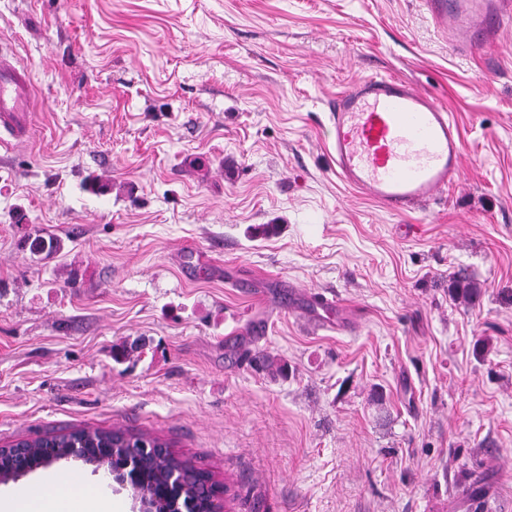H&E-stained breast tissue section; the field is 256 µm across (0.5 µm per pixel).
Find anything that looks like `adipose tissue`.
I'll return each instance as SVG.
<instances>
[{
  "label": "adipose tissue",
  "mask_w": 512,
  "mask_h": 512,
  "mask_svg": "<svg viewBox=\"0 0 512 512\" xmlns=\"http://www.w3.org/2000/svg\"><path fill=\"white\" fill-rule=\"evenodd\" d=\"M46 491L0 492V512H121L111 495L80 477L65 479L56 473L43 478Z\"/></svg>",
  "instance_id": "adipose-tissue-1"
}]
</instances>
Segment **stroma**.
Masks as SVG:
<instances>
[{"label":"stroma","instance_id":"stroma-1","mask_svg":"<svg viewBox=\"0 0 512 512\" xmlns=\"http://www.w3.org/2000/svg\"><path fill=\"white\" fill-rule=\"evenodd\" d=\"M0 43L35 87L0 147V446L157 436L224 512H512V26L461 49L424 0H0ZM372 75L460 129L428 210L336 175L331 104Z\"/></svg>","mask_w":512,"mask_h":512}]
</instances>
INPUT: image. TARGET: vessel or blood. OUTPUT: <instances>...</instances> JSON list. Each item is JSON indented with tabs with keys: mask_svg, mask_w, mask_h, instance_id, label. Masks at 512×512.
Listing matches in <instances>:
<instances>
[{
	"mask_svg": "<svg viewBox=\"0 0 512 512\" xmlns=\"http://www.w3.org/2000/svg\"><path fill=\"white\" fill-rule=\"evenodd\" d=\"M505 0H430L429 10L455 43L491 39L512 24ZM33 77L0 49V133L25 134ZM329 151L337 175L395 215L436 203L462 166L461 134L449 113L407 81L371 76L338 95L330 118Z\"/></svg>",
	"mask_w": 512,
	"mask_h": 512,
	"instance_id": "b4317fda",
	"label": "vessel or blood"
}]
</instances>
